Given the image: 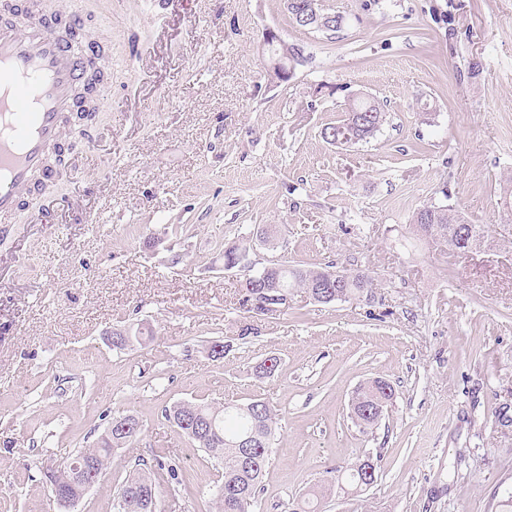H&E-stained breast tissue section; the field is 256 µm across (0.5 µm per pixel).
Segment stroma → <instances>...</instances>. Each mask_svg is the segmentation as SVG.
Returning <instances> with one entry per match:
<instances>
[{
    "label": "stroma",
    "mask_w": 512,
    "mask_h": 512,
    "mask_svg": "<svg viewBox=\"0 0 512 512\" xmlns=\"http://www.w3.org/2000/svg\"><path fill=\"white\" fill-rule=\"evenodd\" d=\"M111 58L94 149L70 135L73 173L29 199L0 237V512H61L41 471L92 445L113 414L140 440L117 450L70 512H117L135 460L172 457L165 512H213L221 469L162 416L185 400L261 398L277 413L253 512H502L512 492V0H329L340 31L295 25L284 0H63ZM274 28L305 62L266 74ZM384 104L370 142L320 132L350 99ZM444 205L488 227L458 253L415 235ZM360 271L371 294L330 305L303 290L248 312L224 250ZM253 327L243 335L244 327ZM153 331L112 348L115 330ZM224 343V357L208 354ZM280 359L277 375L255 367ZM380 376L395 400L374 432L346 417ZM380 453L351 495L336 473Z\"/></svg>",
    "instance_id": "1"
}]
</instances>
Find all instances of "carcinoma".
<instances>
[{
    "instance_id": "1",
    "label": "carcinoma",
    "mask_w": 512,
    "mask_h": 512,
    "mask_svg": "<svg viewBox=\"0 0 512 512\" xmlns=\"http://www.w3.org/2000/svg\"><path fill=\"white\" fill-rule=\"evenodd\" d=\"M347 110L363 113L365 123L358 132V142L368 143L386 122L383 106L375 100H354ZM464 218L452 209L443 210L436 205H426L414 215V228L417 235L451 243L453 225L461 224ZM248 260V249L233 245L224 249V266L239 267ZM335 266L309 267L279 263L276 276L279 287L287 293L300 288L305 293H316L321 278ZM260 282L242 281L245 294L244 303L250 310L256 309L261 300ZM374 287L373 279L362 272L340 271L336 280L337 300L346 301ZM393 385L383 377H372L358 386L349 399L347 417L359 432L367 433L375 429L383 416L373 414L376 408L387 412L393 404ZM164 419L180 429L199 448L222 465V488L216 501V512H253L256 495L260 491L263 478L270 463L271 441L275 435V410L262 398H254L247 403L226 402L214 406L197 400L182 401L163 410ZM131 419L137 428L130 430L119 443L108 432H103L95 446L82 448L58 463L50 488L53 497L62 505H71L83 498L84 483L97 481L106 470L112 452L137 443L142 434V422L131 413L112 415V423ZM254 437L251 461L244 465L237 443L247 437ZM180 483L177 465L165 458L155 456L154 464L139 460L128 477L117 490V499L127 501V506L119 507L118 512H161L151 510L149 497L164 483Z\"/></svg>"
}]
</instances>
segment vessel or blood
<instances>
[{"label":"vessel or blood","instance_id":"obj_1","mask_svg":"<svg viewBox=\"0 0 512 512\" xmlns=\"http://www.w3.org/2000/svg\"><path fill=\"white\" fill-rule=\"evenodd\" d=\"M19 22L0 20V233L27 199L67 177L58 150L74 92L99 61L76 35L79 11L47 13L41 0H13Z\"/></svg>","mask_w":512,"mask_h":512}]
</instances>
